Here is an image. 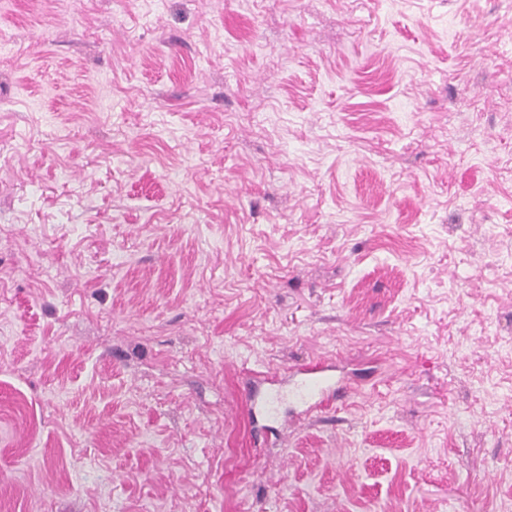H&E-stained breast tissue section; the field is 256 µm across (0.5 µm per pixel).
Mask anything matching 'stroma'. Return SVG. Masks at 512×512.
Returning a JSON list of instances; mask_svg holds the SVG:
<instances>
[{"mask_svg": "<svg viewBox=\"0 0 512 512\" xmlns=\"http://www.w3.org/2000/svg\"><path fill=\"white\" fill-rule=\"evenodd\" d=\"M0 512H512V0H0ZM298 375L301 379L295 384L292 393L307 405V410L318 407L325 410L332 407V400L329 397L335 392V383L326 374L320 362L299 368ZM263 384H269V389L272 390L269 399L265 401V407L268 409V411H272L274 402L280 399V392L273 389L274 386L270 383L267 376L251 375L248 378L246 395L248 397V401L250 402L251 408L255 409L257 406V388Z\"/></svg>", "mask_w": 512, "mask_h": 512, "instance_id": "1", "label": "stroma"}]
</instances>
